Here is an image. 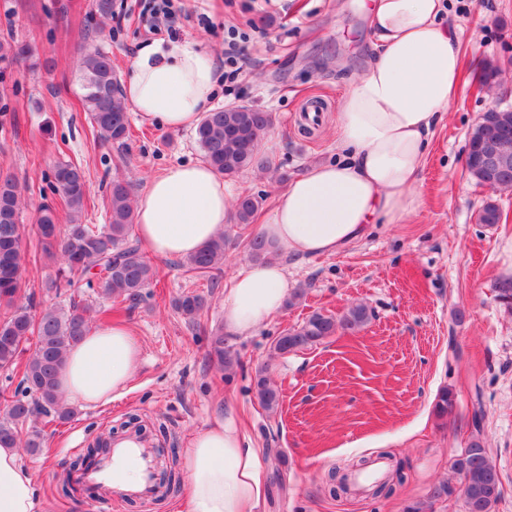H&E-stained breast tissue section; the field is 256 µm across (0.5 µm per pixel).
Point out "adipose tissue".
I'll use <instances>...</instances> for the list:
<instances>
[{
	"mask_svg": "<svg viewBox=\"0 0 512 512\" xmlns=\"http://www.w3.org/2000/svg\"><path fill=\"white\" fill-rule=\"evenodd\" d=\"M446 0H371L377 57L351 84L336 114L341 156L289 183L261 227L280 252L298 258L336 254L377 223L397 224L417 208L415 175L431 129L460 91L459 28L444 22ZM215 57L195 44L154 42L131 61L124 95L142 120L170 130L196 126L213 97ZM224 178L205 163L146 182L135 202L136 232L149 253L181 258L222 232ZM288 282L278 261L250 263L224 298V327L246 335L284 305ZM140 345L122 325L96 326L72 347L59 376L73 401L122 396ZM191 512H255L265 495L262 462L233 416L197 433L182 457ZM31 472L15 448H0V512H35Z\"/></svg>",
	"mask_w": 512,
	"mask_h": 512,
	"instance_id": "ef3b65f1",
	"label": "adipose tissue"
}]
</instances>
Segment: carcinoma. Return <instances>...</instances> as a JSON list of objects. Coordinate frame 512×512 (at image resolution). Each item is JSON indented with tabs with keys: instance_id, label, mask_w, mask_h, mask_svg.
Listing matches in <instances>:
<instances>
[{
	"instance_id": "obj_1",
	"label": "carcinoma",
	"mask_w": 512,
	"mask_h": 512,
	"mask_svg": "<svg viewBox=\"0 0 512 512\" xmlns=\"http://www.w3.org/2000/svg\"><path fill=\"white\" fill-rule=\"evenodd\" d=\"M28 46L19 41L0 42V63L13 64L27 58ZM81 88L85 111L104 143L123 144L129 135L128 106L121 93L112 56L96 48L81 55ZM273 126L272 113L258 108L231 106L207 112L198 124L195 135L207 164L226 176H235L263 164L258 155L259 142ZM498 145L509 158V164L496 170L485 167L486 145ZM469 174L482 186H512V112H488L469 133L467 152ZM52 187L64 199L71 214V224L60 232L57 216L48 206L38 210L37 232L45 255L57 258L62 271L70 274L65 282L72 294L82 290L73 276L95 266L104 267L97 294L109 299H137L156 277L155 269L145 259L134 237V210L130 182L120 176L110 184L109 223L100 227L79 222L86 199V175L78 165L64 162L55 166ZM262 198L247 194L239 196L230 215L233 225H248L259 209ZM20 221L19 188L11 177L0 179V369L16 370L20 384L33 395V400L15 399L0 416V447L23 446L36 453L43 448L37 431L21 439L23 424L38 412L54 413L60 420H69L74 410L59 394L58 377L68 350L79 343L89 331L90 309L76 301L69 308H48L34 316L29 306L18 303L23 281V248ZM229 243L226 234L212 239L195 254L186 258L188 271L205 274L224 263ZM249 255L255 261H267L277 255L275 245L262 235L252 237ZM174 306L190 320L196 319L205 306L198 294H184ZM367 306L354 304L340 316L314 312L303 322L284 330L273 342V350L285 355L311 349L336 334L337 329H354L369 321ZM36 337L35 349L22 358L24 345ZM211 347L217 362L225 370L238 365V359L224 349V336L212 337ZM256 395L260 405L269 412L278 410L280 394L268 379L257 373ZM482 408L474 410L470 442L454 461V470L462 477L461 489L448 482L434 487L428 501H416L405 512H432L433 502L447 500L461 492L464 512H495L501 495V479L492 459V449L484 446Z\"/></svg>"
}]
</instances>
